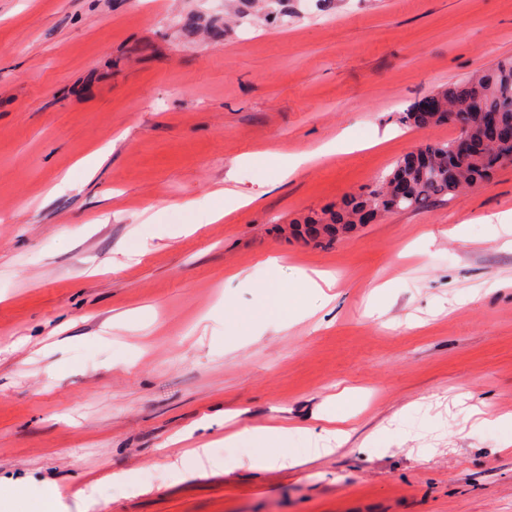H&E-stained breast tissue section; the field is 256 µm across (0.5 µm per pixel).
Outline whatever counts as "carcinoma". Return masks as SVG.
<instances>
[{
    "label": "carcinoma",
    "mask_w": 512,
    "mask_h": 512,
    "mask_svg": "<svg viewBox=\"0 0 512 512\" xmlns=\"http://www.w3.org/2000/svg\"><path fill=\"white\" fill-rule=\"evenodd\" d=\"M430 99L434 102L431 108L423 100L410 105L404 112L405 124L417 126L425 117L430 123L448 124L459 132L466 131L480 144L491 140L492 134L479 123V114L498 112L504 120L512 122V60L479 70L459 85L436 91ZM452 145L453 141L449 140L421 146L420 153L431 158L430 163L416 168L406 156L374 187L314 214L306 224L313 229L320 227L333 236L338 227L348 228L358 223L359 212L366 206L374 207L381 214L419 210L480 185L496 169L495 159L479 154L459 168L455 179L448 178V153ZM395 183L408 184L409 194L392 195Z\"/></svg>",
    "instance_id": "carcinoma-1"
}]
</instances>
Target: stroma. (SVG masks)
Returning <instances> with one entry per match:
<instances>
[{
    "label": "stroma",
    "mask_w": 512,
    "mask_h": 512,
    "mask_svg": "<svg viewBox=\"0 0 512 512\" xmlns=\"http://www.w3.org/2000/svg\"><path fill=\"white\" fill-rule=\"evenodd\" d=\"M507 57L512 0H0V512H512V166L301 229ZM216 195L221 199H224V208L221 207L211 211L208 215V219L210 221H216L224 218V216L230 214L235 209L243 205L254 203L257 200V197H242L238 193L228 189H225L224 193L220 192L216 193Z\"/></svg>",
    "instance_id": "obj_1"
}]
</instances>
